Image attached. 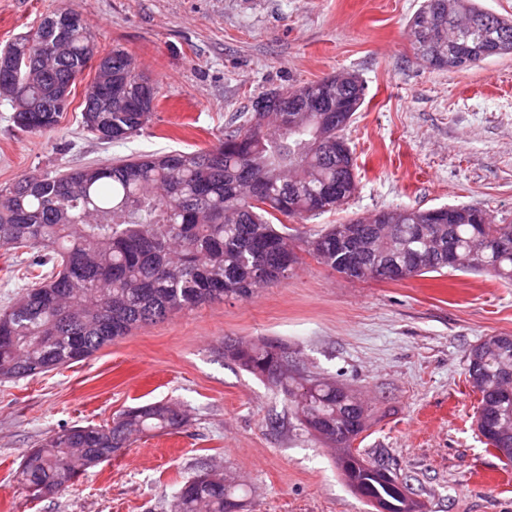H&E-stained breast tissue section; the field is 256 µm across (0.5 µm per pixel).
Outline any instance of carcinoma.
<instances>
[{
	"label": "carcinoma",
	"mask_w": 512,
	"mask_h": 512,
	"mask_svg": "<svg viewBox=\"0 0 512 512\" xmlns=\"http://www.w3.org/2000/svg\"><path fill=\"white\" fill-rule=\"evenodd\" d=\"M435 29L448 58L481 61L485 51L512 54V20L486 12L475 0H424L410 19L416 53L430 55L425 35ZM22 67L0 72V97L14 123L32 134L55 130L71 101L52 98L46 78L69 79L96 56L90 28L60 37L49 27L28 32ZM113 81L125 90L105 112H88L84 127L105 142L140 133L151 121L158 89L120 47L108 53ZM298 106L301 130L282 129L272 116L256 117L208 149L138 155L117 164L28 174L0 188V249L38 252L32 276L0 309V380L18 381L92 357L138 326L224 298H247L298 263L279 217L304 221L336 208L357 178V157L345 130L364 102V85L350 73L280 91ZM38 102L42 112L20 108ZM342 124L336 128V124ZM474 206H453L447 218L426 225L421 211L388 212L387 224L360 225L362 248L336 242L333 224L306 240V250L343 275L355 266L392 282L426 273L486 272L512 282V224L482 223ZM454 254L457 266L448 264ZM222 354L268 381L289 401L299 429L331 448H351L367 430L368 410L352 393L282 361L288 345L263 341L222 346ZM467 382L478 395L475 424L485 444L512 464V336H486L466 357ZM188 423L173 403L129 408L103 425H73L52 434L24 456V488L51 483L63 489L93 468L92 460L131 445L147 431L169 432ZM350 489L376 512H418L407 488L384 463L349 452L336 460ZM240 486L223 472L203 468L169 504L170 512H234Z\"/></svg>",
	"instance_id": "1"
}]
</instances>
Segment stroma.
Returning <instances> with one entry per match:
<instances>
[{"label":"stroma","mask_w":512,"mask_h":512,"mask_svg":"<svg viewBox=\"0 0 512 512\" xmlns=\"http://www.w3.org/2000/svg\"><path fill=\"white\" fill-rule=\"evenodd\" d=\"M422 2L0 0V49L62 6L83 16L99 53L126 49L159 90L148 127L111 144L83 128L80 91L43 136L15 127L0 99V188L30 172L208 148L273 88L349 72L365 93L347 132L357 189L336 210L289 221L300 261L287 278L0 382V512H166L204 462L240 484L241 512H368L335 451L290 421L283 394L221 354L228 339L285 342L303 372L356 393L370 413L356 448L385 458L421 512H512V466L476 432L465 377L473 345L512 336V282L461 272L351 281L304 246L380 211L473 205L512 222V55L461 71L422 64L408 28ZM157 401L184 405L187 426L138 438L45 498L20 486L23 455L49 435Z\"/></svg>","instance_id":"obj_1"}]
</instances>
